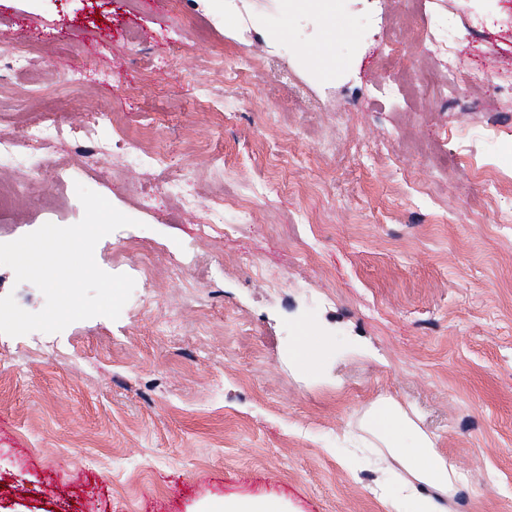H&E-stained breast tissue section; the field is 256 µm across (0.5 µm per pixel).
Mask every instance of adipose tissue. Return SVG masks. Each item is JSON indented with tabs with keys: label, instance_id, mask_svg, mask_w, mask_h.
Returning <instances> with one entry per match:
<instances>
[{
	"label": "adipose tissue",
	"instance_id": "obj_1",
	"mask_svg": "<svg viewBox=\"0 0 512 512\" xmlns=\"http://www.w3.org/2000/svg\"><path fill=\"white\" fill-rule=\"evenodd\" d=\"M364 428L371 437L370 447L386 449L410 474L408 480L388 493V512H445L440 497L447 494L451 481L462 480L463 475L434 452L431 438L418 428L406 410L392 401H382L367 411ZM282 510L278 496L258 494L215 497L201 512Z\"/></svg>",
	"mask_w": 512,
	"mask_h": 512
}]
</instances>
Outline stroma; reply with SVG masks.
Wrapping results in <instances>:
<instances>
[{
    "mask_svg": "<svg viewBox=\"0 0 512 512\" xmlns=\"http://www.w3.org/2000/svg\"><path fill=\"white\" fill-rule=\"evenodd\" d=\"M441 17L458 90L417 112L381 88L435 64L406 27ZM335 25L327 38L306 0H0V137L42 112L122 122L95 159L61 137L0 164L2 185L41 184L0 214V240L78 223L80 183L135 220L98 242V266L154 273L118 319L0 334V512H198L257 493L387 512L369 488L404 469L345 443L383 397L465 473L451 512H512V97L465 92L474 67L512 82V0H342ZM219 56L256 66L232 78ZM140 132L173 168L123 167L121 137ZM177 173L192 211L159 194ZM223 196L247 219L225 209L234 232L199 239ZM303 326L331 348L315 374L288 360Z\"/></svg>",
    "mask_w": 512,
    "mask_h": 512,
    "instance_id": "stroma-1",
    "label": "stroma"
}]
</instances>
